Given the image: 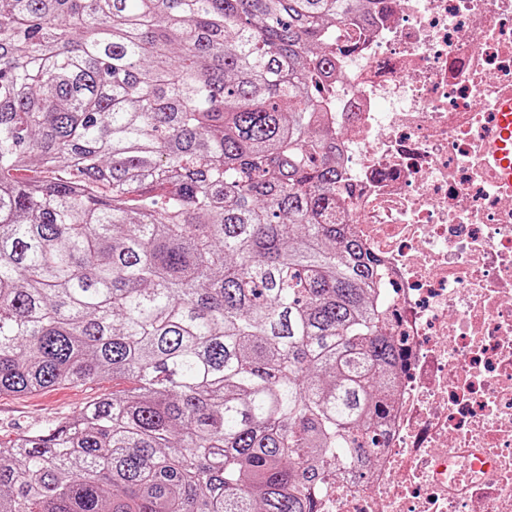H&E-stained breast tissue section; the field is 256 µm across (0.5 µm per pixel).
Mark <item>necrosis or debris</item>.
Instances as JSON below:
<instances>
[{"label":"necrosis or debris","instance_id":"necrosis-or-debris-1","mask_svg":"<svg viewBox=\"0 0 512 512\" xmlns=\"http://www.w3.org/2000/svg\"><path fill=\"white\" fill-rule=\"evenodd\" d=\"M336 39L337 214L380 261L403 362L384 447L318 512H512V188L485 160L512 0H390Z\"/></svg>","mask_w":512,"mask_h":512}]
</instances>
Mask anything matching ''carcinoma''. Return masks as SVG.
<instances>
[{"label": "carcinoma", "instance_id": "obj_1", "mask_svg": "<svg viewBox=\"0 0 512 512\" xmlns=\"http://www.w3.org/2000/svg\"><path fill=\"white\" fill-rule=\"evenodd\" d=\"M366 0H0V512H317L400 353L318 79ZM26 172L22 180L15 173ZM133 386L124 378L108 376L79 387H55L27 396H0V441L7 442L47 420L73 415L112 393L122 394Z\"/></svg>", "mask_w": 512, "mask_h": 512}]
</instances>
